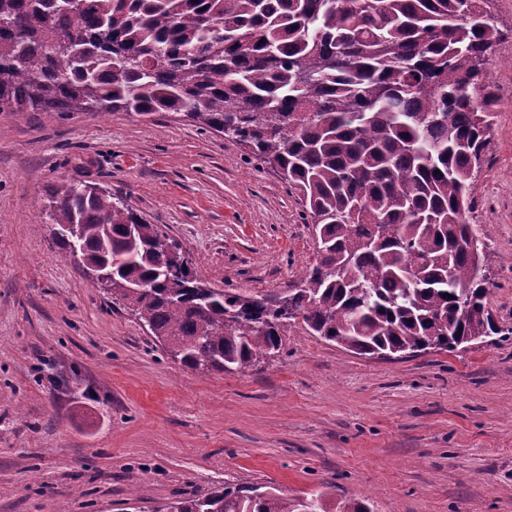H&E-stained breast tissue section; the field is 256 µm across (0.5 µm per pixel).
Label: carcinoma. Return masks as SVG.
Returning <instances> with one entry per match:
<instances>
[{
	"label": "carcinoma",
	"mask_w": 512,
	"mask_h": 512,
	"mask_svg": "<svg viewBox=\"0 0 512 512\" xmlns=\"http://www.w3.org/2000/svg\"><path fill=\"white\" fill-rule=\"evenodd\" d=\"M484 0H0V111L177 112L248 146L298 196L316 260L288 289L212 288L167 237L95 185L49 190L66 255L110 272L190 370L243 372L301 327L405 359L511 336L469 224L502 41ZM156 512H370L327 493L226 482Z\"/></svg>",
	"instance_id": "carcinoma-1"
}]
</instances>
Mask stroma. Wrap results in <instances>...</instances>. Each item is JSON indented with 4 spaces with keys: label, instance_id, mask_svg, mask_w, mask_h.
Listing matches in <instances>:
<instances>
[{
    "label": "stroma",
    "instance_id": "1",
    "mask_svg": "<svg viewBox=\"0 0 512 512\" xmlns=\"http://www.w3.org/2000/svg\"><path fill=\"white\" fill-rule=\"evenodd\" d=\"M469 215L487 301L512 326V0ZM95 184L216 288H289L315 259L295 195L247 149L172 112H0V512H154L227 481L371 512H512V338L402 361L296 328L242 373L192 371L64 259L61 181Z\"/></svg>",
    "mask_w": 512,
    "mask_h": 512
}]
</instances>
